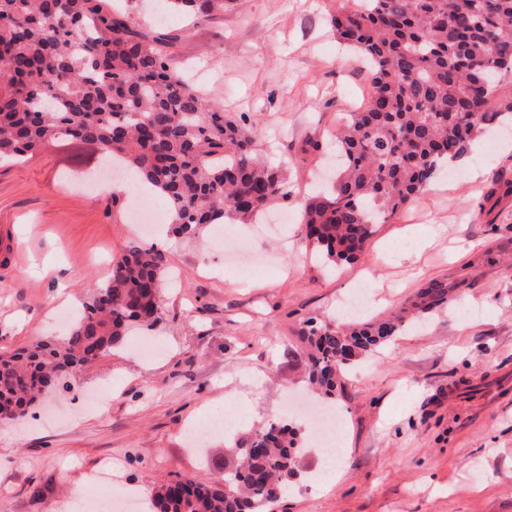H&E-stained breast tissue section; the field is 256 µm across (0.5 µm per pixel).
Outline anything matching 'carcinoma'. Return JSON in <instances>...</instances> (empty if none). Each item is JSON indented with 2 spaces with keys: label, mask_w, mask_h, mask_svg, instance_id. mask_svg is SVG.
I'll return each mask as SVG.
<instances>
[{
  "label": "carcinoma",
  "mask_w": 512,
  "mask_h": 512,
  "mask_svg": "<svg viewBox=\"0 0 512 512\" xmlns=\"http://www.w3.org/2000/svg\"><path fill=\"white\" fill-rule=\"evenodd\" d=\"M173 12L224 13L233 0H167ZM340 43L370 71L367 102L336 132L341 169L304 209L308 243L329 261L364 254L377 224L399 213L442 166L503 111L512 76V0H338ZM172 34L151 35L108 0H0V160H21L73 137L151 183L181 234L230 219L250 223L290 198L278 167L255 157L256 132L169 65ZM165 253L132 247L90 291L69 334L0 355V421L23 416L64 371L80 375L160 321ZM432 281L401 313L332 326L305 321L295 352L310 384L335 395L351 361L394 334L404 313L447 300ZM302 439L284 422L239 435L214 484L192 477L152 490V512H271L299 463Z\"/></svg>",
  "instance_id": "obj_1"
}]
</instances>
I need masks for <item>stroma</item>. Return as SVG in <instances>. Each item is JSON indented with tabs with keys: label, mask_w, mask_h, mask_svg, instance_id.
I'll return each instance as SVG.
<instances>
[{
	"label": "stroma",
	"mask_w": 512,
	"mask_h": 512,
	"mask_svg": "<svg viewBox=\"0 0 512 512\" xmlns=\"http://www.w3.org/2000/svg\"><path fill=\"white\" fill-rule=\"evenodd\" d=\"M335 10L336 0H236L224 16L174 13L161 25L178 37L172 68L205 73L202 91L257 128L258 156L291 184V219L280 234L268 230L271 211L225 223L221 246L213 228L187 237L159 225L171 277L151 352L129 338L18 425H0V512H71L74 487L92 491L107 460L122 486L146 494L185 476L212 483L228 439L214 437L199 455L185 431L220 408L235 431L279 419L313 440L311 414L293 408L312 394L291 356L303 322L351 323L342 304L362 283L371 292L362 318L374 320L433 280L447 283V303L407 318L337 382L331 404L347 445L335 481L314 485L316 462L303 457L273 510L512 512V116L486 123L450 173L377 225L363 257L324 262L306 241L301 209L369 84L360 55L336 39ZM101 156L97 143L69 138L0 163V227L13 245L0 257V353L65 336L50 315L81 306L122 250L152 244L130 198L77 185ZM476 167L484 174L475 184ZM410 235L425 249L388 250ZM99 387L104 403L77 413L72 393Z\"/></svg>",
	"instance_id": "stroma-1"
}]
</instances>
